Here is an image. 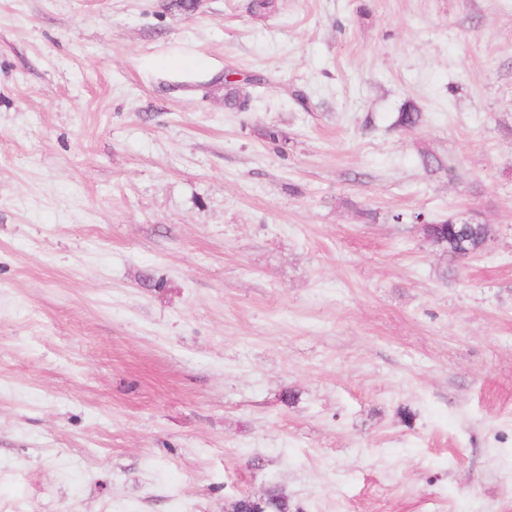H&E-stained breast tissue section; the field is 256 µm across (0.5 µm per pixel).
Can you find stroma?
Returning <instances> with one entry per match:
<instances>
[{
	"instance_id": "35a3bbf8",
	"label": "stroma",
	"mask_w": 512,
	"mask_h": 512,
	"mask_svg": "<svg viewBox=\"0 0 512 512\" xmlns=\"http://www.w3.org/2000/svg\"><path fill=\"white\" fill-rule=\"evenodd\" d=\"M169 3L0 0V512H512V0ZM235 72L224 73V105L229 109H240L241 107V94L240 90L246 84L256 87H261L264 84L260 78L244 77L241 80H232L229 75ZM392 220L397 224H435L437 231L447 239L445 248L451 260H460L465 253L475 251L491 234L487 224H463L455 215L444 220H431L422 212L397 213ZM253 510L250 511L245 498H240L231 503L230 512H290L291 505L288 498L276 486H273L263 502L252 500Z\"/></svg>"
}]
</instances>
